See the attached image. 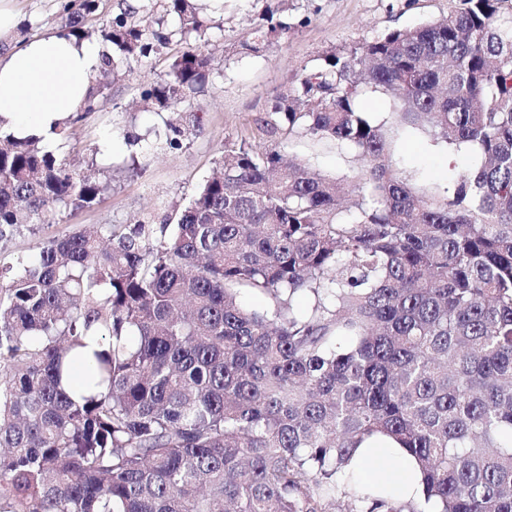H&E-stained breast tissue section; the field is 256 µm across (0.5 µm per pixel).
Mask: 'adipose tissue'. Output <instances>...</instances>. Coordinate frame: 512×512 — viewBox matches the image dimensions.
Here are the masks:
<instances>
[{
    "label": "adipose tissue",
    "instance_id": "adipose-tissue-1",
    "mask_svg": "<svg viewBox=\"0 0 512 512\" xmlns=\"http://www.w3.org/2000/svg\"><path fill=\"white\" fill-rule=\"evenodd\" d=\"M99 65L100 54L93 44L54 32L0 56V129L51 142L83 106L90 77ZM350 468L371 487L395 473L400 499L415 501L421 496L422 474L416 461L385 437L364 442Z\"/></svg>",
    "mask_w": 512,
    "mask_h": 512
}]
</instances>
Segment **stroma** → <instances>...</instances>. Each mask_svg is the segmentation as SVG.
Masks as SVG:
<instances>
[{"mask_svg": "<svg viewBox=\"0 0 512 512\" xmlns=\"http://www.w3.org/2000/svg\"><path fill=\"white\" fill-rule=\"evenodd\" d=\"M452 0H224L207 45L217 77L200 97L203 130L180 148H167L158 132L162 122L143 111L140 92L167 69L166 56L132 63L128 73L104 77L105 98L96 111L76 113L56 142L66 167L88 171L106 190L89 209L62 213L0 242V267L18 266L39 246L88 224H153L182 208L197 184L210 176L228 141L249 134L273 99L292 88L302 71L315 67L327 52H343L364 39L447 14ZM17 20L31 26L30 36L59 27V0H14ZM282 7L292 26L262 55L241 56L233 44L248 37L267 9ZM393 158L415 190H444L451 172L479 160L475 151L434 141L421 129L394 128ZM283 151L302 165L336 179L352 190L362 161L357 152L307 139L284 142Z\"/></svg>", "mask_w": 512, "mask_h": 512, "instance_id": "obj_1", "label": "stroma"}]
</instances>
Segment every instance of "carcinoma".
<instances>
[{"label": "carcinoma", "instance_id": "1", "mask_svg": "<svg viewBox=\"0 0 512 512\" xmlns=\"http://www.w3.org/2000/svg\"><path fill=\"white\" fill-rule=\"evenodd\" d=\"M98 8L60 0V33L89 39ZM212 28L199 0H137L101 29L103 70L181 46L141 99L172 149L201 129ZM289 29L270 10L238 52ZM369 89L480 164L412 189ZM255 127L270 145H224L175 223L84 225L0 289V512H335L341 492L350 512H512V0L328 53ZM297 138L366 161L351 205L282 152ZM5 141L0 241L104 191L40 140ZM92 336L75 399L62 377ZM378 435L417 461L421 502L341 490Z\"/></svg>", "mask_w": 512, "mask_h": 512}]
</instances>
